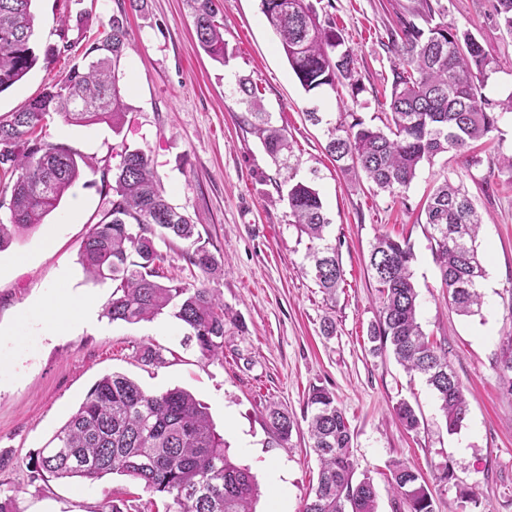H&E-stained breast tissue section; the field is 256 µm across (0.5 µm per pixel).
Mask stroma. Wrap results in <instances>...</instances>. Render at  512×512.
Instances as JSON below:
<instances>
[{"label": "stroma", "instance_id": "1", "mask_svg": "<svg viewBox=\"0 0 512 512\" xmlns=\"http://www.w3.org/2000/svg\"><path fill=\"white\" fill-rule=\"evenodd\" d=\"M322 23L341 30L356 54L363 87L357 114L382 115L395 62L389 35L412 19L421 0H311ZM435 18L470 33L498 62L485 89L493 102L512 95V37L497 25L495 0H430ZM224 43L233 59L222 66L197 44L183 0H144L130 12L132 46L122 63L125 118L120 127L98 122H47L49 141L88 161L81 178L44 225L0 251V489L16 494L21 512H103L115 499L138 500L142 512H166L165 501L134 479L108 475L95 482L33 476L28 462L45 448L102 376L122 373L146 391L180 387L204 403L230 455L250 467L260 486L257 512H269L282 494L285 512H301L317 483L307 397L327 389L344 411L353 437L357 474L369 475L377 512H404L387 482L393 462L406 461L425 479L435 512H466L462 495H478L488 512H512V395L500 385L502 349L512 336V112H500L479 166L465 168L445 153L420 167L400 199L373 193L366 180L343 177L324 150L321 127L306 114L313 106L335 112L347 89L316 97L305 93L288 66L260 0H218ZM33 69L0 93V117L24 108L81 62L89 41L109 29L119 0H34ZM57 48L45 58L48 48ZM251 78L276 125L293 147L296 176L314 179L330 226L327 238L346 281L335 296L316 285L306 259L310 242L291 224L277 186L287 175L242 122L244 108L230 90L235 76ZM139 148L154 163L160 184L180 211L201 219L209 249L224 262L223 278L207 282L237 318L226 328L223 359L201 356L184 325L164 314L129 325L110 321L104 305L111 281L88 278L79 260L83 241L112 198V170L124 148ZM463 182L484 223L478 242L486 259L484 304L457 314L440 284L432 243L420 219L434 183ZM55 228L44 247L47 228ZM407 238L419 293L418 319L448 350L463 384L468 414L449 433L425 380L407 372L391 353H373L368 330L379 311L368 268L376 236ZM75 296L66 314L45 311L41 300ZM94 305L84 321L81 304ZM336 327L322 332L324 319ZM159 351L163 364L141 361ZM408 401L421 425L409 431L393 408ZM288 411L296 426L276 444L270 406Z\"/></svg>", "mask_w": 512, "mask_h": 512}]
</instances>
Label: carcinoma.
I'll return each mask as SVG.
<instances>
[{"label": "carcinoma", "mask_w": 512, "mask_h": 512, "mask_svg": "<svg viewBox=\"0 0 512 512\" xmlns=\"http://www.w3.org/2000/svg\"><path fill=\"white\" fill-rule=\"evenodd\" d=\"M33 0H0V93L20 81L37 63L34 50ZM112 15L103 39L89 44L86 62L9 118L0 119V144L11 147L0 158V201L9 213L0 219V251L20 235L33 232L55 210L65 192L80 178L85 159L77 151L42 136L48 117L65 122L95 121L121 124L124 102L120 66L130 46L128 10ZM200 47L229 66L232 55L224 44L223 24L216 0H185ZM261 12L276 36L288 64L307 93L350 89L356 99L363 87L355 78V55L341 32L319 21L310 0H260ZM498 26L512 36V0H497ZM421 27L405 22L392 35L391 46L400 61L392 69L389 112L382 125L366 124L354 112L332 119L324 112H307L323 128L326 152L339 171L364 178L375 192L395 198L409 189L419 168L443 153L454 152L466 166L480 163L471 154L473 142L497 128L484 90L496 62L468 32L446 22H434L425 2ZM233 94L245 106V122L265 152L288 174L287 193L292 224L300 235L321 245L306 254L316 284L333 293L345 282L336 247L325 242L330 224L323 201L311 180L291 173L292 150L285 129L272 123L248 78L236 76ZM429 228L441 285L448 303L463 315L481 307L486 276L477 236L482 217L461 186L443 177L427 198ZM182 240L190 248L184 259L205 277L223 272L222 261L202 242L198 222L180 213L157 183L150 156L127 148L112 173V201L83 241L80 259L88 277L116 282L104 311L112 321L137 324L169 314L189 330L202 357L224 355V329L233 322L213 289L183 282L159 281L166 256L155 239ZM414 259L407 240L388 234L376 237L369 266L377 284L380 314L369 331L373 351L389 349L409 372L422 375L440 402L448 432L454 433L467 416L463 386L448 364V351L427 336L417 320L418 292L413 282ZM500 384L512 394V337L500 363ZM308 432L320 469L317 486L302 512H376L377 493L370 477L355 480L352 435L348 420L325 389L312 387ZM410 430L420 427L407 402L394 406ZM268 419L275 442L289 441L294 420L273 408ZM46 447L30 459L34 472L58 479L96 481L110 474L129 476L143 489L169 500L167 512H255L259 497L250 468L234 461L224 438L213 427L206 407L189 391L175 387L149 393L122 374H108L89 390L78 410ZM390 488L406 512H434L432 496L421 474L403 461L392 464Z\"/></svg>", "instance_id": "carcinoma-1"}]
</instances>
